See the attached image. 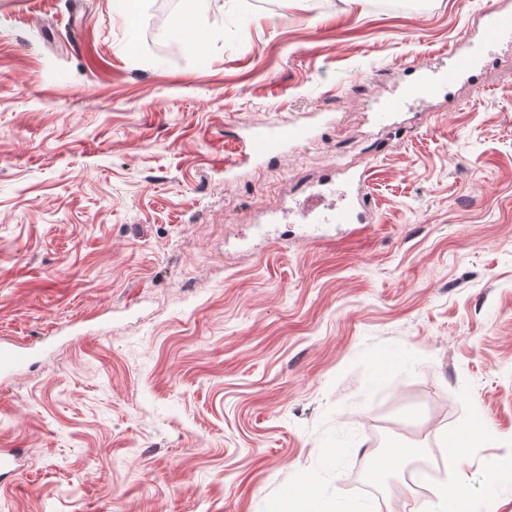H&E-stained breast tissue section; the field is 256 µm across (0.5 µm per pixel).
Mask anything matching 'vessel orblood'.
I'll list each match as a JSON object with an SVG mask.
<instances>
[{
  "mask_svg": "<svg viewBox=\"0 0 512 512\" xmlns=\"http://www.w3.org/2000/svg\"><path fill=\"white\" fill-rule=\"evenodd\" d=\"M512 35V11L494 6L485 13L484 36L481 42L470 45L468 51L451 47L448 51L452 59L448 68L422 74L417 80L406 84L402 89L382 104L376 115L378 121L389 120L401 111L408 102L432 97L440 90L454 86L463 76L474 70L484 58L486 45ZM314 127L304 122H277L265 126L246 128L242 139L246 157L254 162H262L282 154L288 146L312 139ZM365 173H358L348 179L349 202L345 208L324 213L318 202H311L316 210V223L319 224H361L368 211L365 207ZM31 362L27 346L20 343L0 344V372L17 373L26 369Z\"/></svg>",
  "mask_w": 512,
  "mask_h": 512,
  "instance_id": "1",
  "label": "vessel or blood"
}]
</instances>
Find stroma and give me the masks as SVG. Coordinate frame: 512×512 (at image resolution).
<instances>
[{
	"label": "stroma",
	"instance_id": "1",
	"mask_svg": "<svg viewBox=\"0 0 512 512\" xmlns=\"http://www.w3.org/2000/svg\"><path fill=\"white\" fill-rule=\"evenodd\" d=\"M495 2L0 0V342L32 354L0 377V512H274L305 483L319 512L444 483L512 512V481L485 494L512 463V46L372 118ZM192 14L202 52L167 25ZM313 111L314 142L225 177L235 130ZM342 164L371 223H289ZM418 453V448H409L403 446H396L390 448L386 456H380L375 459L372 473L378 476L381 472L385 471L391 465H397L406 459L411 458Z\"/></svg>",
	"mask_w": 512,
	"mask_h": 512
}]
</instances>
